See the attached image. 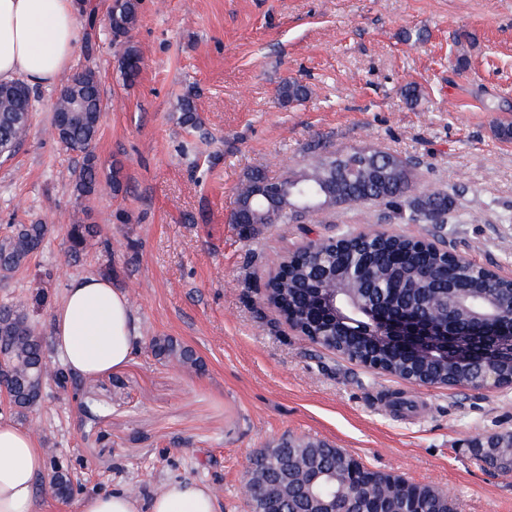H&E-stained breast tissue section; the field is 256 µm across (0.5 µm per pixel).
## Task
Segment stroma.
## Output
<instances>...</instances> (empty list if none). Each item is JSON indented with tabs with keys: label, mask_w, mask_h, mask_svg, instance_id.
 <instances>
[{
	"label": "stroma",
	"mask_w": 512,
	"mask_h": 512,
	"mask_svg": "<svg viewBox=\"0 0 512 512\" xmlns=\"http://www.w3.org/2000/svg\"><path fill=\"white\" fill-rule=\"evenodd\" d=\"M90 2L71 65L34 89L29 135L0 162V235L51 227L0 281V304L23 305L47 333L70 281L108 268L143 340L126 367L91 379L93 418L47 384L23 421L46 460L84 494L125 489L146 501L196 481L220 512H250L252 458L286 438L317 439L449 491L458 512H512V475L466 446L512 431V386L469 391L372 371L292 333L263 302L275 261L309 240L372 225L422 238L424 225L378 206L325 208L249 237L230 220L251 173L274 180L321 147L371 141L418 161L417 192L455 196L445 249L512 278V142L495 134L512 121V0H141L131 87L108 31L112 0ZM86 68L107 105L99 165L119 169L122 184L101 181L88 214L74 191L81 161L50 134L61 87ZM288 80L307 97L282 99ZM84 218L100 243L71 263L67 228ZM158 336L191 347L202 369L158 360Z\"/></svg>",
	"instance_id": "1"
}]
</instances>
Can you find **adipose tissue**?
I'll return each instance as SVG.
<instances>
[{
  "mask_svg": "<svg viewBox=\"0 0 512 512\" xmlns=\"http://www.w3.org/2000/svg\"><path fill=\"white\" fill-rule=\"evenodd\" d=\"M76 0H0V82L51 84L70 64L79 32ZM142 335L124 292L110 278L70 282L52 313V345L62 364L93 378L123 368ZM45 455L27 428L0 418V512H37L35 483ZM76 512H219L211 490L175 481L148 503L121 490L89 493Z\"/></svg>",
  "mask_w": 512,
  "mask_h": 512,
  "instance_id": "adipose-tissue-1",
  "label": "adipose tissue"
}]
</instances>
